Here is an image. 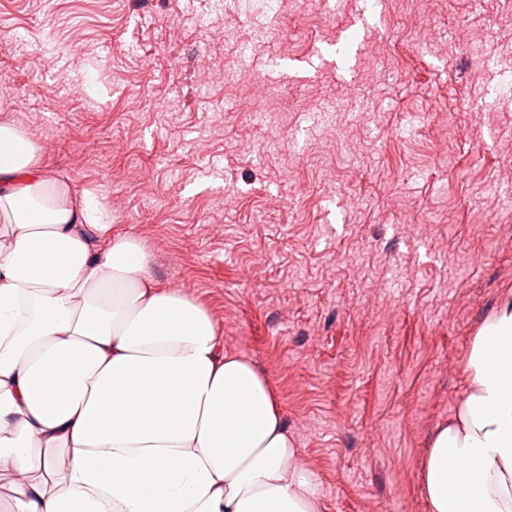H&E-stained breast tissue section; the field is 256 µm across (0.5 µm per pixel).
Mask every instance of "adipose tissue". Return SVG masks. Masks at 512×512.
Wrapping results in <instances>:
<instances>
[{"label":"adipose tissue","instance_id":"1","mask_svg":"<svg viewBox=\"0 0 512 512\" xmlns=\"http://www.w3.org/2000/svg\"><path fill=\"white\" fill-rule=\"evenodd\" d=\"M419 471L430 512H512V294ZM8 512H323L255 364L159 284L94 190L0 124V501Z\"/></svg>","mask_w":512,"mask_h":512}]
</instances>
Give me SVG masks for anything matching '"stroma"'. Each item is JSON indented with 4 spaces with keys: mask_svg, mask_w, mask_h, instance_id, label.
Returning <instances> with one entry per match:
<instances>
[{
    "mask_svg": "<svg viewBox=\"0 0 512 512\" xmlns=\"http://www.w3.org/2000/svg\"><path fill=\"white\" fill-rule=\"evenodd\" d=\"M0 124L275 388L326 512L418 470L512 293V0H0Z\"/></svg>",
    "mask_w": 512,
    "mask_h": 512,
    "instance_id": "35a3bbf8",
    "label": "stroma"
}]
</instances>
